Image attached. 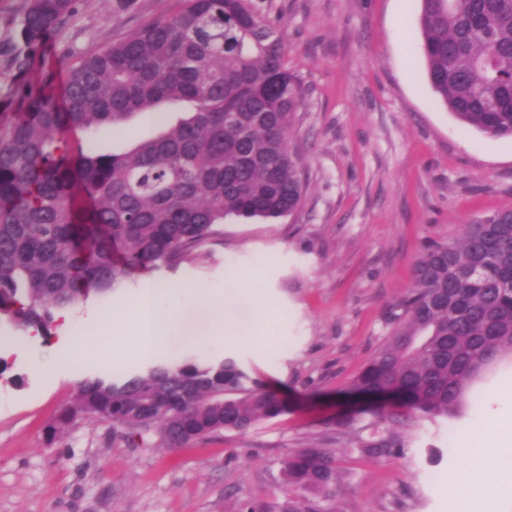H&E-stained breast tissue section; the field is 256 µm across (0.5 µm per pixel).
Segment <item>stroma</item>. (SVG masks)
Returning <instances> with one entry per match:
<instances>
[{"mask_svg": "<svg viewBox=\"0 0 512 512\" xmlns=\"http://www.w3.org/2000/svg\"><path fill=\"white\" fill-rule=\"evenodd\" d=\"M280 31L303 101L290 144L303 158L301 211L279 221L234 219L172 268L175 287L220 288L228 268L257 289L265 345L226 342L253 379L286 394L288 413L171 450L157 433L136 446L89 419L49 437L85 378L136 364L125 338L110 353L88 345L78 370L36 338L0 373V512H238L244 501L284 512L300 494L284 461L315 445L335 456L338 479L320 512H448L440 478L462 464L449 432L476 411L512 439V355L487 367L452 418L397 428V454L362 455L358 427L335 421L355 404L345 391L391 327L431 239L512 210V137L461 124L431 89L420 53V0H253ZM182 0H77L75 14L33 54L27 83L55 94L60 73L128 31L177 13ZM137 119L119 135L75 132L72 143L121 151L155 137Z\"/></svg>", "mask_w": 512, "mask_h": 512, "instance_id": "1", "label": "stroma"}]
</instances>
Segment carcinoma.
<instances>
[{
    "label": "carcinoma",
    "mask_w": 512,
    "mask_h": 512,
    "mask_svg": "<svg viewBox=\"0 0 512 512\" xmlns=\"http://www.w3.org/2000/svg\"><path fill=\"white\" fill-rule=\"evenodd\" d=\"M75 0H29L16 22L10 69L20 81L44 36ZM421 54L434 93L460 122L512 136V0H421ZM302 99L283 40L252 0H183L69 71L66 106L28 90L25 112L0 124V323L48 339L58 314L170 268L224 220H277L302 206L300 156L289 145ZM167 103L190 110L122 153L72 150ZM393 327L346 394L375 421L357 446L369 457L401 447L386 424L456 413L472 382L512 353V211L477 217L430 241L413 267ZM288 412V398L238 361L186 356L81 381L48 431L85 417L131 440L154 427L169 448L245 432ZM287 481L324 494L335 458L309 446L284 461Z\"/></svg>",
    "instance_id": "obj_1"
}]
</instances>
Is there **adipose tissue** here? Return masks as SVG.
<instances>
[{
	"label": "adipose tissue",
	"mask_w": 512,
	"mask_h": 512,
	"mask_svg": "<svg viewBox=\"0 0 512 512\" xmlns=\"http://www.w3.org/2000/svg\"><path fill=\"white\" fill-rule=\"evenodd\" d=\"M175 295L171 286L150 279L138 289L127 309L113 314L92 310L89 324L81 327L64 321L58 345L64 350L71 369L79 368L89 336L98 334L101 324L107 320L112 323L113 333L130 338L131 349L139 358L169 354V338L175 333L198 347H209L222 339L255 341L262 333L260 304L252 293L241 288L235 274H228L223 287L187 288L180 301ZM495 438L494 428L482 417L460 434L457 448L464 465L445 482L451 502L463 498L467 485L497 464L499 457L491 450Z\"/></svg>",
	"instance_id": "1"
}]
</instances>
